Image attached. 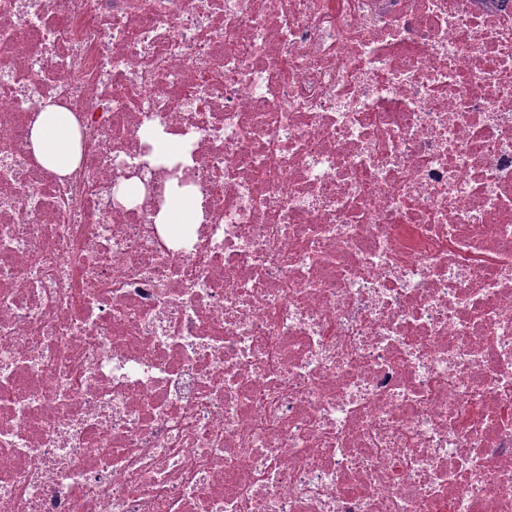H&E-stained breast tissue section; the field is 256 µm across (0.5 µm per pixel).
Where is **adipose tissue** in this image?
<instances>
[{
  "instance_id": "1",
  "label": "adipose tissue",
  "mask_w": 512,
  "mask_h": 512,
  "mask_svg": "<svg viewBox=\"0 0 512 512\" xmlns=\"http://www.w3.org/2000/svg\"><path fill=\"white\" fill-rule=\"evenodd\" d=\"M77 123L70 112L53 101L40 105L38 114L29 128L31 150L39 163L57 174L69 173L78 157L74 151ZM201 196L194 187L171 191L166 205L156 216V223L166 225L170 232H177L184 224L199 223Z\"/></svg>"
}]
</instances>
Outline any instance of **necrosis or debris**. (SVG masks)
I'll use <instances>...</instances> for the list:
<instances>
[{"mask_svg": "<svg viewBox=\"0 0 512 512\" xmlns=\"http://www.w3.org/2000/svg\"><path fill=\"white\" fill-rule=\"evenodd\" d=\"M0 512H512V0H0ZM77 134L73 115L48 99L40 104L36 119L29 128L28 138L39 163L59 175H65L78 161L73 142ZM201 196L189 186L170 192L167 204L155 218L156 224H166L172 233H178L181 224H198L201 218Z\"/></svg>", "mask_w": 512, "mask_h": 512, "instance_id": "necrosis-or-debris-1", "label": "necrosis or debris"}]
</instances>
